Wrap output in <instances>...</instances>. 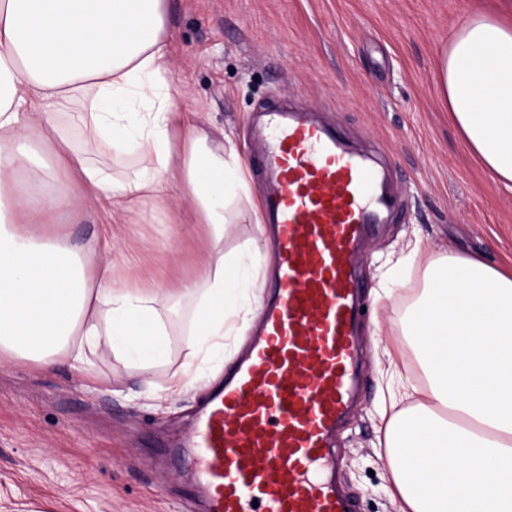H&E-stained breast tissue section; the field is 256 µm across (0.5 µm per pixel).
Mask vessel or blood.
I'll return each mask as SVG.
<instances>
[{"instance_id": "vessel-or-blood-1", "label": "vessel or blood", "mask_w": 512, "mask_h": 512, "mask_svg": "<svg viewBox=\"0 0 512 512\" xmlns=\"http://www.w3.org/2000/svg\"><path fill=\"white\" fill-rule=\"evenodd\" d=\"M262 201L279 244L251 348L189 440L205 512H353L323 470L355 390L361 246L396 207L385 174L301 113L266 114Z\"/></svg>"}]
</instances>
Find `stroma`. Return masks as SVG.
Listing matches in <instances>:
<instances>
[{"instance_id": "1", "label": "stroma", "mask_w": 512, "mask_h": 512, "mask_svg": "<svg viewBox=\"0 0 512 512\" xmlns=\"http://www.w3.org/2000/svg\"><path fill=\"white\" fill-rule=\"evenodd\" d=\"M474 12L512 17V0H169L171 92L180 108L229 133L239 153L261 146L266 108H303L391 172L400 206L367 240L358 274V390L329 446L336 486L355 512H399L381 415L420 400L402 319L430 258L452 254L512 275V191L465 147L437 88L440 50ZM264 186L231 209L224 253L274 266L255 210ZM189 202L143 201L115 228L122 286L177 287L203 277L209 229ZM112 222L89 203L55 230L97 244ZM193 308L169 316L168 359L151 370L103 351L82 367L0 363V512H200L178 446L210 390L168 393L188 360Z\"/></svg>"}]
</instances>
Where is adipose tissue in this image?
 <instances>
[{"label":"adipose tissue","instance_id":"adipose-tissue-1","mask_svg":"<svg viewBox=\"0 0 512 512\" xmlns=\"http://www.w3.org/2000/svg\"><path fill=\"white\" fill-rule=\"evenodd\" d=\"M167 16V0H0V188H13L0 196V358L82 365L131 351L149 369L169 355L165 310L185 299L196 307L190 357L220 360L225 337L249 321L246 289L265 271L221 248L248 173L231 138L172 99ZM438 84L469 149L512 190V21L470 14L448 39ZM129 149L130 175L113 178L101 158ZM173 195L191 201L215 244L199 282L123 287L106 248L43 230L91 199L125 214ZM407 333L424 399L385 427L400 512H512V275L431 259Z\"/></svg>","mask_w":512,"mask_h":512}]
</instances>
